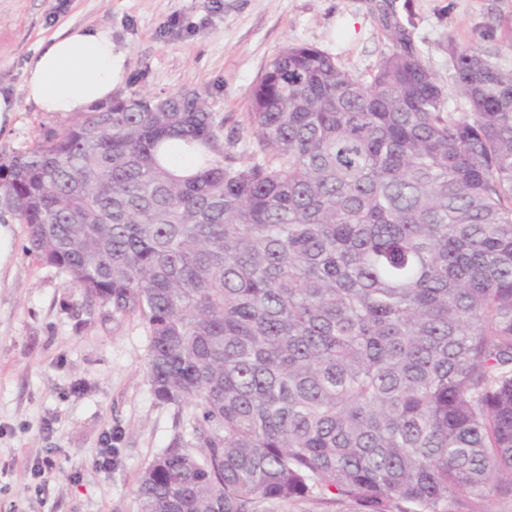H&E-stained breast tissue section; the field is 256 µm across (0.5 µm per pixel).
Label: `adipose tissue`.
Returning <instances> with one entry per match:
<instances>
[{
  "mask_svg": "<svg viewBox=\"0 0 512 512\" xmlns=\"http://www.w3.org/2000/svg\"><path fill=\"white\" fill-rule=\"evenodd\" d=\"M26 97L40 111L74 115L108 101L120 66L112 34L86 26L52 36L25 70Z\"/></svg>",
  "mask_w": 512,
  "mask_h": 512,
  "instance_id": "ef3b65f1",
  "label": "adipose tissue"
}]
</instances>
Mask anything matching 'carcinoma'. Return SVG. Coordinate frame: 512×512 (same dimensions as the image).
Listing matches in <instances>:
<instances>
[{
  "label": "carcinoma",
  "mask_w": 512,
  "mask_h": 512,
  "mask_svg": "<svg viewBox=\"0 0 512 512\" xmlns=\"http://www.w3.org/2000/svg\"><path fill=\"white\" fill-rule=\"evenodd\" d=\"M366 82L283 47L253 86L240 162L210 92H132L0 164L26 250L139 315L161 403L202 448L143 469L138 512H455L512 494V68L410 31ZM192 173L169 165L173 146Z\"/></svg>",
  "instance_id": "carcinoma-1"
}]
</instances>
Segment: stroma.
Wrapping results in <instances>:
<instances>
[{"instance_id": "1", "label": "stroma", "mask_w": 512, "mask_h": 512, "mask_svg": "<svg viewBox=\"0 0 512 512\" xmlns=\"http://www.w3.org/2000/svg\"><path fill=\"white\" fill-rule=\"evenodd\" d=\"M388 13L442 84L451 82L452 44L497 49L512 67V0H0V95L17 106L0 125V164L70 121L40 111L23 89L29 61L67 24L111 31L122 69L113 95L209 90L246 161L260 153L248 99L272 57L308 44L370 80L391 48ZM9 230L12 251L0 263V512H138L139 477L153 457L176 441L199 448V411L153 396L139 316L84 299L64 272L25 252L24 225Z\"/></svg>"}]
</instances>
